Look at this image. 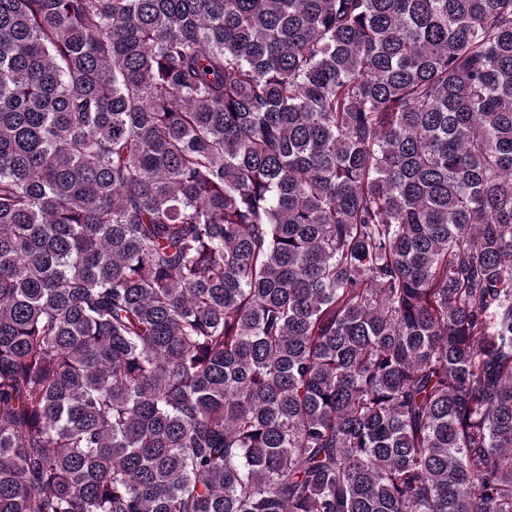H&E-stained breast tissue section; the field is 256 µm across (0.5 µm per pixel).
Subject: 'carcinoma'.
I'll return each instance as SVG.
<instances>
[{
    "instance_id": "1",
    "label": "carcinoma",
    "mask_w": 512,
    "mask_h": 512,
    "mask_svg": "<svg viewBox=\"0 0 512 512\" xmlns=\"http://www.w3.org/2000/svg\"><path fill=\"white\" fill-rule=\"evenodd\" d=\"M0 512H512V0H0Z\"/></svg>"
}]
</instances>
